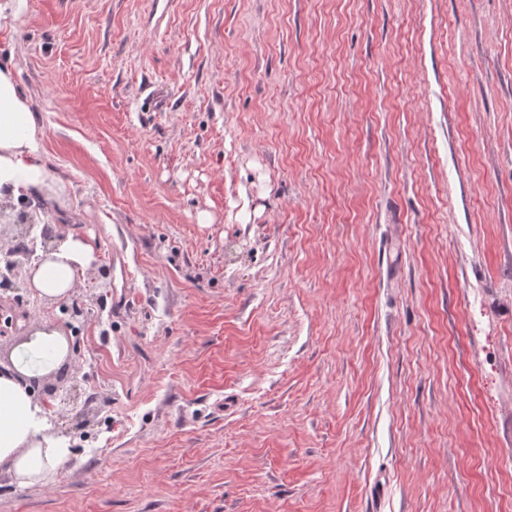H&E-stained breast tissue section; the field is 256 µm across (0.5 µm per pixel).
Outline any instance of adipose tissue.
<instances>
[{
  "label": "adipose tissue",
  "instance_id": "obj_1",
  "mask_svg": "<svg viewBox=\"0 0 512 512\" xmlns=\"http://www.w3.org/2000/svg\"><path fill=\"white\" fill-rule=\"evenodd\" d=\"M64 191L49 174L42 131L17 89L14 68L0 62V206L39 199L50 207ZM95 259L92 240L70 232L28 268L26 281L37 297L53 304L71 295ZM67 355L62 331L46 323L16 349L11 365L0 368V467L17 484L44 480L71 454L32 391L33 379L52 371Z\"/></svg>",
  "mask_w": 512,
  "mask_h": 512
}]
</instances>
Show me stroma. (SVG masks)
<instances>
[{
	"label": "stroma",
	"mask_w": 512,
	"mask_h": 512,
	"mask_svg": "<svg viewBox=\"0 0 512 512\" xmlns=\"http://www.w3.org/2000/svg\"><path fill=\"white\" fill-rule=\"evenodd\" d=\"M0 6L111 267L0 512H512V0ZM0 313L4 364L63 320Z\"/></svg>",
	"instance_id": "1"
}]
</instances>
